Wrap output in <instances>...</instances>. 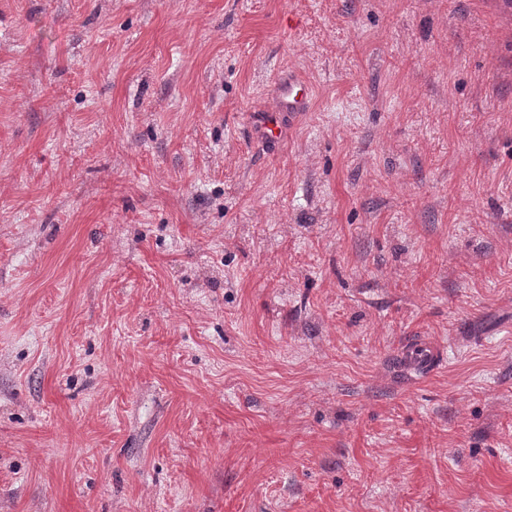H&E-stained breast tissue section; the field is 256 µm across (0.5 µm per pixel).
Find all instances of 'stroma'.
<instances>
[{
	"mask_svg": "<svg viewBox=\"0 0 512 512\" xmlns=\"http://www.w3.org/2000/svg\"><path fill=\"white\" fill-rule=\"evenodd\" d=\"M0 512H512V6L0 0ZM312 88L298 77L288 74L274 81L275 106L257 113L253 119L256 136L266 140H278L284 131V118L297 117L308 111ZM440 357L435 348L418 343L405 351L402 360L409 368L425 372L436 366Z\"/></svg>",
	"mask_w": 512,
	"mask_h": 512,
	"instance_id": "35a3bbf8",
	"label": "stroma"
}]
</instances>
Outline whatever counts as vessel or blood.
<instances>
[{"label": "vessel or blood", "mask_w": 512, "mask_h": 512, "mask_svg": "<svg viewBox=\"0 0 512 512\" xmlns=\"http://www.w3.org/2000/svg\"><path fill=\"white\" fill-rule=\"evenodd\" d=\"M312 88L296 76L277 78L273 85V108L260 111L253 119L256 136L266 140L280 139L284 131V120L307 112ZM440 354L428 345L418 343L408 348L403 362L411 369L428 371L439 362Z\"/></svg>", "instance_id": "b4317fda"}]
</instances>
